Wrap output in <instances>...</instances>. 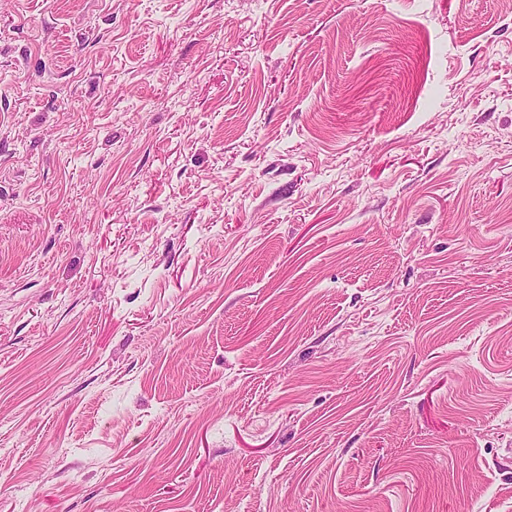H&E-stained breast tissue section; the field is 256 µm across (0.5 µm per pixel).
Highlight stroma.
Here are the masks:
<instances>
[{
	"mask_svg": "<svg viewBox=\"0 0 512 512\" xmlns=\"http://www.w3.org/2000/svg\"><path fill=\"white\" fill-rule=\"evenodd\" d=\"M0 512H512V0H0Z\"/></svg>",
	"mask_w": 512,
	"mask_h": 512,
	"instance_id": "stroma-1",
	"label": "stroma"
}]
</instances>
